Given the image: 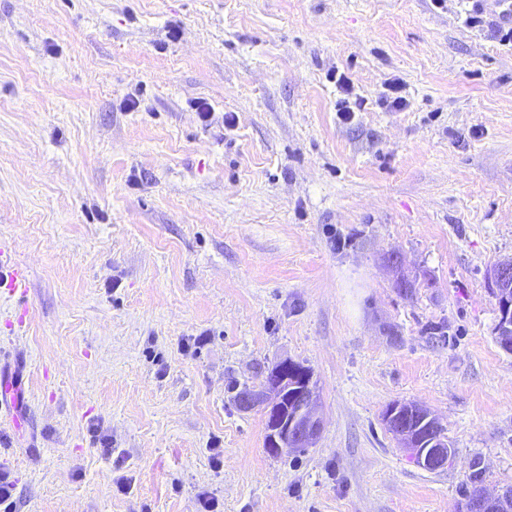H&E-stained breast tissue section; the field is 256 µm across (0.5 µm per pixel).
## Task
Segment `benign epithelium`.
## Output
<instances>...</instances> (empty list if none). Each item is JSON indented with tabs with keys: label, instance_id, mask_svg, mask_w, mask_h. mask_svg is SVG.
Wrapping results in <instances>:
<instances>
[{
	"label": "benign epithelium",
	"instance_id": "7a95c632",
	"mask_svg": "<svg viewBox=\"0 0 512 512\" xmlns=\"http://www.w3.org/2000/svg\"><path fill=\"white\" fill-rule=\"evenodd\" d=\"M490 284L499 312L494 336L504 351L512 353V257L493 266ZM319 401L312 371L288 358L267 371L259 388L244 387L234 399L243 412L263 409L267 423L265 448L273 455L315 444L321 429ZM384 421L419 467L433 471L448 464L451 452L430 409L420 404L397 403L386 409ZM460 512H512V486L495 495L468 493Z\"/></svg>",
	"mask_w": 512,
	"mask_h": 512
}]
</instances>
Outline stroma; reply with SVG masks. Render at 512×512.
I'll return each instance as SVG.
<instances>
[{
	"label": "stroma",
	"mask_w": 512,
	"mask_h": 512,
	"mask_svg": "<svg viewBox=\"0 0 512 512\" xmlns=\"http://www.w3.org/2000/svg\"><path fill=\"white\" fill-rule=\"evenodd\" d=\"M470 10L0 0V249L28 276L0 295L14 512H456L476 460L486 493L512 485L488 280L512 256V40ZM286 357L322 429L274 456L233 396ZM395 402L436 415L445 468L387 430Z\"/></svg>",
	"instance_id": "stroma-1"
}]
</instances>
